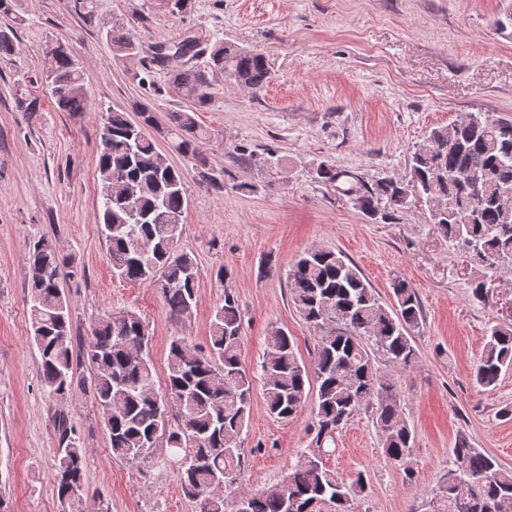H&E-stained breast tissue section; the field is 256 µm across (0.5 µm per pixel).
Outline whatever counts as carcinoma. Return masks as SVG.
<instances>
[{
    "label": "carcinoma",
    "mask_w": 512,
    "mask_h": 512,
    "mask_svg": "<svg viewBox=\"0 0 512 512\" xmlns=\"http://www.w3.org/2000/svg\"><path fill=\"white\" fill-rule=\"evenodd\" d=\"M112 48L135 58L141 48L123 24L107 29ZM13 33L0 30V58L16 53ZM188 59L189 66L172 62ZM50 70L38 73L61 112H84L89 90L77 61L58 46ZM169 70L171 86L193 109L211 104L224 85L258 94L272 78L268 58L257 49L216 42L205 52L192 37L152 46L145 70ZM22 112L42 110L40 96L16 94ZM140 121L108 111L99 132L97 167L102 186L98 221L112 272L118 278L156 289L170 319L189 317L196 301L195 256L179 249L188 200L178 170L159 163L155 143L144 127L155 122L154 109L139 111ZM165 135L178 151L197 155L204 134L187 111L169 113ZM317 179L336 189L374 224H391L397 214L418 208L428 223L471 260L490 269L512 265V208L497 198L512 191V120L490 112H469L465 119L432 129L408 157L404 171L365 181L330 164H320ZM31 340L40 357L44 389L65 396L76 386L88 391L101 413L112 454L131 463L152 458L163 446L180 464L184 495L197 512H227L229 499L246 512H352L367 490L363 475L347 485L336 479L324 458V443L361 408L372 412L384 456L412 478L413 433L397 402L395 385L375 361L395 371L413 369L422 327L417 294L403 280L393 282L396 302L384 305L360 269L329 248L300 254L288 270L294 308L315 332L313 368L296 354L281 328L266 337L260 365L269 416L287 420L307 403L317 386L314 419L307 427L308 447L297 451L288 475L258 493L240 491L246 460L241 436L249 420L253 378L242 363V315L237 297L224 290V303L211 323L204 351L183 336L169 345L164 392L157 389L149 337L139 333L131 312L102 316L74 357L70 312L61 280L77 274L56 244L40 237L29 244ZM89 366L90 381L77 374ZM512 370V324L488 331L475 370L476 382L494 389ZM58 439L55 474L58 499H80L86 453L67 415L54 420ZM223 484V491L216 490ZM512 500V470L457 438L448 472L432 490L424 512H501Z\"/></svg>",
    "instance_id": "1"
}]
</instances>
